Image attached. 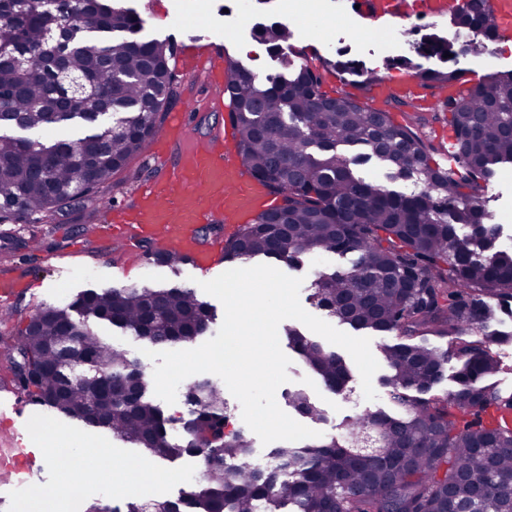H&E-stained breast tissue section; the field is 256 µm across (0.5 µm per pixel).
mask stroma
Segmentation results:
<instances>
[{
	"instance_id": "stroma-1",
	"label": "stroma",
	"mask_w": 512,
	"mask_h": 512,
	"mask_svg": "<svg viewBox=\"0 0 512 512\" xmlns=\"http://www.w3.org/2000/svg\"><path fill=\"white\" fill-rule=\"evenodd\" d=\"M144 20L141 35L172 43L174 47L199 39L201 45L220 51L225 59L240 61L256 75L279 72V57L270 47L253 38L255 25L285 24L292 32L281 55L295 62L318 65L320 59L343 57L356 70L388 76L397 68L392 49L402 32H410L420 43L430 35L452 38L454 31L447 19L365 18L354 13L349 0H272L271 4H251L241 14L239 0H125ZM418 64L425 68L457 70L467 76L485 78L494 72H512V32L502 33L488 53L477 56L455 52L443 59L424 54ZM178 96L172 111L182 113L196 138L219 131L225 113L211 111V100L218 89L205 74L178 72ZM158 154L146 152L129 160L115 172L111 184L84 210L58 218L51 224H0V241H11L12 250L0 249V276L24 282L25 291L15 301L8 320L0 321V386L12 384L10 347L13 336L29 317L47 305L63 306L80 291L139 286L156 288L174 284L190 285L192 280L209 281L229 270L220 262L202 272L182 264L177 270L152 265L146 257L148 241L122 247L111 245L102 234L108 208L133 207L141 185L164 177ZM482 204L490 223L499 225L503 234L512 235V166L501 169L482 192ZM485 329L506 334L505 342L492 351L501 364L492 378L505 394L512 393V305L495 306ZM289 382L276 391L280 408L288 406V392L304 388L322 410L324 422H311L322 435L340 434L348 417L366 409L388 408L382 379L389 373L380 363L372 378L375 400L363 395L361 376L353 374L339 393L325 387L298 355H291ZM12 421L0 428V454L8 453L14 439H23L26 448L45 447L47 455L37 457L25 480H16L0 469V512H86L92 503L112 508L142 497L153 501L174 498L194 484L199 475L198 462L190 457L145 461L143 452L105 429L93 428L66 419L31 404L24 394L0 402V418ZM79 442L86 449L88 462L81 468L66 470L59 449ZM147 463L149 477L136 478L133 464Z\"/></svg>"
}]
</instances>
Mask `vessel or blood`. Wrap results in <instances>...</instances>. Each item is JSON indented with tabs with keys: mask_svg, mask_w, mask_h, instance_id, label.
<instances>
[{
	"mask_svg": "<svg viewBox=\"0 0 512 512\" xmlns=\"http://www.w3.org/2000/svg\"><path fill=\"white\" fill-rule=\"evenodd\" d=\"M363 15L380 17L404 15L401 0H356ZM186 70L207 68L211 81H222L221 59L197 45L182 53ZM413 92L410 80L394 77L369 88L374 98L408 96ZM261 185L247 177L240 164L224 148L223 137L192 145L181 160L171 163L167 178L145 183L135 207V218L126 221L113 215V234L124 243L147 238L159 251L187 257L198 269L211 268L220 253L203 242L198 231L216 218L239 224L272 207Z\"/></svg>",
	"mask_w": 512,
	"mask_h": 512,
	"instance_id": "vessel-or-blood-1",
	"label": "vessel or blood"
}]
</instances>
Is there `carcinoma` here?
I'll use <instances>...</instances> for the list:
<instances>
[{"instance_id":"cac0c4a2","label":"carcinoma","mask_w":512,"mask_h":512,"mask_svg":"<svg viewBox=\"0 0 512 512\" xmlns=\"http://www.w3.org/2000/svg\"><path fill=\"white\" fill-rule=\"evenodd\" d=\"M448 16L472 52L499 38L488 0H448ZM82 16L98 33H136L144 20L112 0H0V224H39L73 213L146 151L176 96L174 48L152 40L86 37L75 46L49 37L48 22ZM256 38L278 50L290 31L263 26ZM88 92L54 96L57 68ZM284 72L258 77L227 66L224 93L245 171L280 203L239 226L224 244L229 262L351 256V267L315 272L317 305L357 330L398 342L380 351L390 373L387 400L397 408L356 417L343 439L283 443L277 466L255 457L251 440L229 428L223 389L194 379L181 391L187 415L167 416L147 392L141 364L94 325L107 322L151 345L192 343L213 319L195 289L130 286L87 289L65 306L39 309L14 337V385L32 403L111 431L151 458L198 459L201 484L152 512H512V394L487 379L500 364L477 336L490 301L512 302V244L486 223L480 193L497 166L512 164V73H493L440 103L455 140L454 165L434 159L427 108L363 94L380 80L343 60L317 69L281 58ZM401 65L419 87L441 89L457 70ZM361 79L362 94L322 91V71ZM381 164L389 181L419 180L409 194L368 178ZM288 344L331 390L351 378L346 361L297 329ZM450 336L439 351L416 342ZM457 360L453 390L428 396ZM298 413L322 411L308 393H288Z\"/></svg>"}]
</instances>
